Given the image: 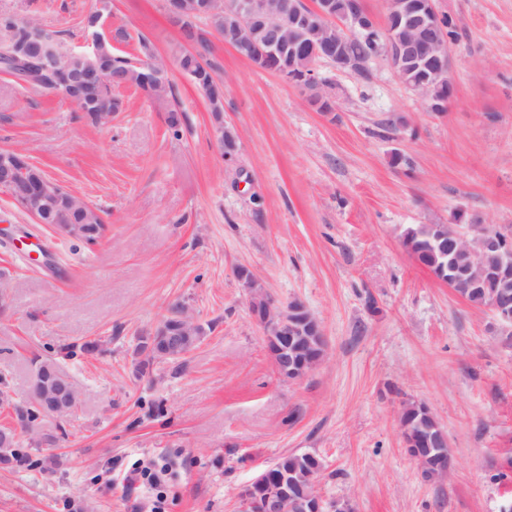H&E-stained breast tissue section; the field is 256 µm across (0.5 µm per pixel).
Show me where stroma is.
<instances>
[{
  "instance_id": "35a3bbf8",
  "label": "stroma",
  "mask_w": 512,
  "mask_h": 512,
  "mask_svg": "<svg viewBox=\"0 0 512 512\" xmlns=\"http://www.w3.org/2000/svg\"><path fill=\"white\" fill-rule=\"evenodd\" d=\"M96 0H0L65 48H88ZM458 37L454 94L429 111L384 63L368 76L321 66L336 100L316 111L292 84L215 41L222 122L179 69L184 46L163 0H112L106 30L139 60L148 38L175 94L116 89L110 123L0 70V150L20 149L53 182L98 207L87 243L37 223L0 190V391L28 392L30 361H61L82 406L39 415L59 459L0 468V512H134L121 485L142 461L168 464L165 512H240L238 492L282 454L315 455L325 502L355 512H500L512 499V340L401 244L411 224L512 226V0H437ZM180 108L172 135L167 119ZM404 124L391 128L389 120ZM237 137L227 160L221 129ZM403 164L392 162L393 154ZM318 319L327 356L305 379L279 376L237 277ZM375 310L365 305L366 295ZM211 325L185 358L136 376L138 336L173 302ZM424 402L455 467L430 480L404 451L400 403Z\"/></svg>"
}]
</instances>
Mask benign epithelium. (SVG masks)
Instances as JSON below:
<instances>
[{
  "label": "benign epithelium",
  "mask_w": 512,
  "mask_h": 512,
  "mask_svg": "<svg viewBox=\"0 0 512 512\" xmlns=\"http://www.w3.org/2000/svg\"><path fill=\"white\" fill-rule=\"evenodd\" d=\"M239 25L224 31V44L238 46L260 63L273 64L275 74L295 85L303 94L328 96L327 84L314 74L298 72L293 64L283 65V48L295 51L310 47L312 57H332L331 65L357 74L369 73V68L352 60L346 53V44L354 36H372L378 23L366 9L364 0H345L342 13H336L332 0H313L309 10L302 12L289 7L287 0H233ZM387 11L398 18L396 30L385 33L384 52L379 57L399 77L411 69L418 78L406 87L426 102L432 100V87L438 80L449 79L447 45L438 36L436 20L440 16L436 0H387ZM110 12V0H98L92 11L95 21L85 30L87 40L96 45L112 41V33H102L104 15ZM108 84L111 76L104 69H94L86 76H76L65 89L66 99L79 104L83 83ZM44 174L28 172L11 162L0 163V188L12 199H23L41 205L46 196ZM103 229L96 224L80 222L65 225L64 235L84 240L99 236ZM441 239L448 240L456 252L472 251L484 266L487 277L499 279L512 276V255L502 251L501 236L487 224H456ZM248 292L249 312L263 329L267 350L278 373L285 379L300 381L307 377L325 358L327 341L318 322L307 324L297 319V311L283 307L267 296L264 289L255 286L252 277L242 278ZM491 308L502 327H512V304L493 299ZM184 336L169 346V351L188 353L192 348L193 330L197 321L185 311L182 314ZM54 368L47 369V380L34 393L44 411L64 417L81 405L79 393L71 386L53 379ZM416 407L431 420L428 426L415 429L401 425L404 447L408 454L427 469L433 450L446 441L439 423L422 404ZM271 465L261 470L238 493L240 512H353L348 500L323 504L316 491L320 462L308 456L292 472H281L277 486L271 485Z\"/></svg>",
  "instance_id": "7a95c632"
}]
</instances>
